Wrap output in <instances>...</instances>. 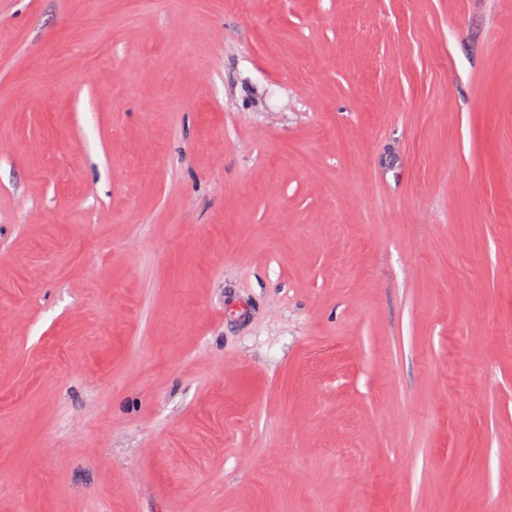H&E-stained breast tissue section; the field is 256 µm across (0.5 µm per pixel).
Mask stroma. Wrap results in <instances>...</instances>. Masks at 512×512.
I'll return each mask as SVG.
<instances>
[{
  "instance_id": "obj_1",
  "label": "stroma",
  "mask_w": 512,
  "mask_h": 512,
  "mask_svg": "<svg viewBox=\"0 0 512 512\" xmlns=\"http://www.w3.org/2000/svg\"><path fill=\"white\" fill-rule=\"evenodd\" d=\"M0 512H512V0H0Z\"/></svg>"
}]
</instances>
